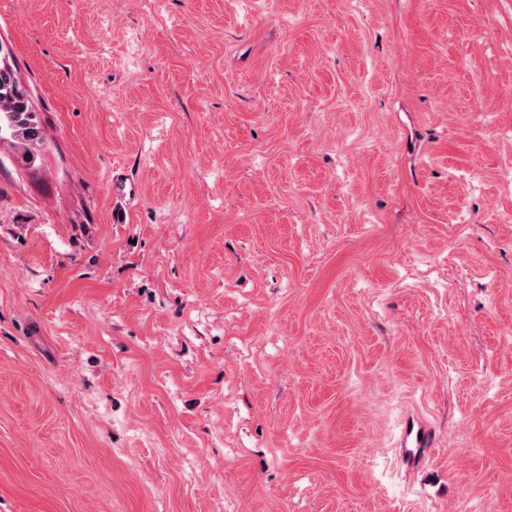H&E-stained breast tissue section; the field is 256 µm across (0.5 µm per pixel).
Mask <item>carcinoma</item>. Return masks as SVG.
<instances>
[{"label": "carcinoma", "mask_w": 512, "mask_h": 512, "mask_svg": "<svg viewBox=\"0 0 512 512\" xmlns=\"http://www.w3.org/2000/svg\"><path fill=\"white\" fill-rule=\"evenodd\" d=\"M6 122L15 157L22 163L36 159L44 145V131L31 105V96L11 65L0 61V122Z\"/></svg>", "instance_id": "cac0c4a2"}]
</instances>
